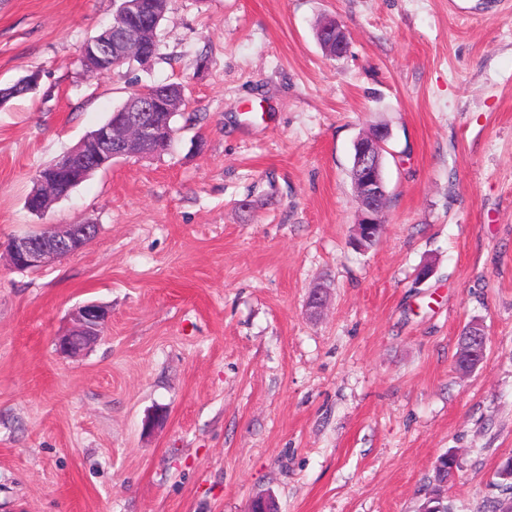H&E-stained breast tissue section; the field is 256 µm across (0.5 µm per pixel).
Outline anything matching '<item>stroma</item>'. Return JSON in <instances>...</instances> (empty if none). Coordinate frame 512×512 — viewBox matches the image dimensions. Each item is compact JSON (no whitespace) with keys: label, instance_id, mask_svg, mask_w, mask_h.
Wrapping results in <instances>:
<instances>
[{"label":"stroma","instance_id":"obj_1","mask_svg":"<svg viewBox=\"0 0 512 512\" xmlns=\"http://www.w3.org/2000/svg\"><path fill=\"white\" fill-rule=\"evenodd\" d=\"M113 13L0 0V86L41 72L0 108V512H419L450 450L455 512H491L512 457V0H172L155 61L86 73ZM325 18L347 57L316 42ZM156 82L189 100L171 150L31 213L38 170ZM376 124L388 203L361 248L353 143ZM81 223L80 252L11 267L12 237ZM88 302L103 333L61 356ZM472 321L488 347L464 375Z\"/></svg>","mask_w":512,"mask_h":512}]
</instances>
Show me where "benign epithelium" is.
<instances>
[{"instance_id":"7a95c632","label":"benign epithelium","mask_w":512,"mask_h":512,"mask_svg":"<svg viewBox=\"0 0 512 512\" xmlns=\"http://www.w3.org/2000/svg\"><path fill=\"white\" fill-rule=\"evenodd\" d=\"M329 41L336 42L335 49L325 45L326 54L342 58L349 52L346 33L338 23L326 29ZM82 53L103 65L112 63L115 56L145 57V46L137 41L118 23L107 32L87 43ZM152 97L135 95L128 102L126 115L116 122L99 127L89 138L83 140L67 154L66 170H84L99 162H110L128 155L131 147L156 138L158 130L146 113L151 111ZM390 138L387 128H377L361 134L354 143V164L357 180L354 184L360 203L356 234L362 243L377 239L381 224L385 223L383 203L387 188L383 176L382 157L386 142ZM98 234L96 224H68L61 230L51 229L42 233H28L13 238L8 246L9 261L19 271H33L48 262L73 255L83 250ZM73 327L58 339V350L65 355H74L88 348L101 335L107 322L103 306L87 303L71 314ZM470 353L475 365L485 358L487 336L484 327L473 322L468 324Z\"/></svg>"}]
</instances>
